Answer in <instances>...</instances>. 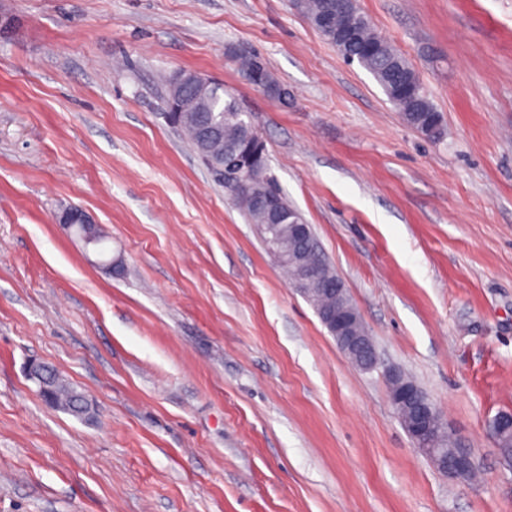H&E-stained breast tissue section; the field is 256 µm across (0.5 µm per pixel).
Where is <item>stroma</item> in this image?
<instances>
[{
  "instance_id": "stroma-1",
  "label": "stroma",
  "mask_w": 512,
  "mask_h": 512,
  "mask_svg": "<svg viewBox=\"0 0 512 512\" xmlns=\"http://www.w3.org/2000/svg\"><path fill=\"white\" fill-rule=\"evenodd\" d=\"M443 117L430 140L293 0H0V512H512V0H357ZM260 53L267 96L235 53ZM223 82L373 337L478 474L415 448L345 358L162 75ZM77 206L111 267L56 224ZM92 399L43 401L29 361ZM255 54H249L248 56H240L238 58L239 68L241 72L243 73L245 79L253 86L257 87L255 85V82L253 81L251 75H250V68H251V60L256 57ZM263 62V61H262ZM264 65V73H263V79L261 82L260 88L263 90L267 95L275 98H279L281 93L280 83L278 79L275 77L273 72L267 65L263 62ZM490 427L491 432L497 442L498 438L502 434L506 432L512 433V414L505 413L499 415L492 421ZM498 443L501 446V453L503 455H508L510 453V448H512V441H510V435H505L498 441Z\"/></svg>"
}]
</instances>
